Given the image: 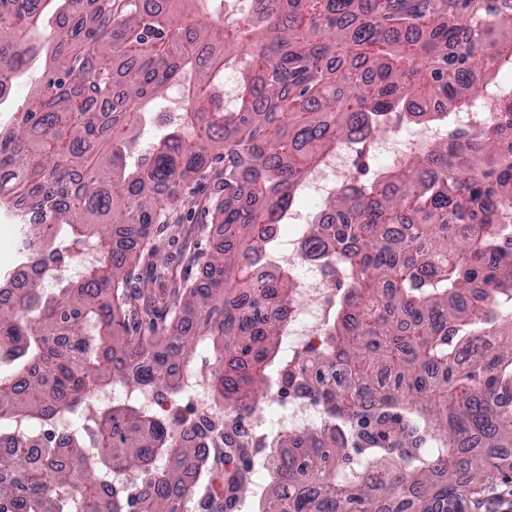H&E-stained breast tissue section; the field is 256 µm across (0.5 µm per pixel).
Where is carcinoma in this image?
Here are the masks:
<instances>
[{
    "label": "carcinoma",
    "mask_w": 512,
    "mask_h": 512,
    "mask_svg": "<svg viewBox=\"0 0 512 512\" xmlns=\"http://www.w3.org/2000/svg\"><path fill=\"white\" fill-rule=\"evenodd\" d=\"M0 0V103L30 63L48 64L0 132V209L24 223L41 270L0 306V413L42 430L0 460V512H181L196 443L129 400L99 411L95 438L63 426L86 397L120 383L183 396L197 349L220 365L210 393L267 399L288 369L325 401L330 433H288L256 512H440L493 484L512 447V93L479 134L450 125L474 90L512 69V0ZM184 26L174 28V17ZM240 81L224 108V70ZM179 118L128 163L142 107L167 92ZM441 110L431 108L434 103ZM450 127L369 183L323 201L302 226L304 257L340 270L343 290L308 363L281 351L294 279L263 271L308 175L346 141L363 150L391 121ZM224 163L215 203L224 245L185 290L166 336H130L115 310L130 250L167 223L181 184ZM95 252L81 280L46 295L65 256ZM488 336L485 360L463 365ZM139 351L147 366L129 365ZM348 376L331 383L332 366ZM243 471L228 502L250 493Z\"/></svg>",
    "instance_id": "obj_1"
}]
</instances>
